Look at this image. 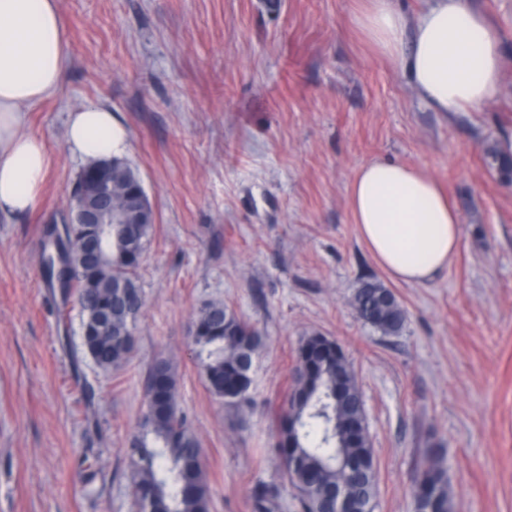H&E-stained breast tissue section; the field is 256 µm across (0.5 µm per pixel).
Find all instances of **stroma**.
<instances>
[{
  "label": "stroma",
  "mask_w": 512,
  "mask_h": 512,
  "mask_svg": "<svg viewBox=\"0 0 512 512\" xmlns=\"http://www.w3.org/2000/svg\"><path fill=\"white\" fill-rule=\"evenodd\" d=\"M473 2L501 42V83L447 113L376 54L362 0H59L71 67L28 113L50 175L35 212L0 219V512H137L127 448L157 358L176 368L209 512H252L261 482L296 512L274 433L316 333L356 374L375 512H414L412 475L430 461L452 512H512V184L488 156L512 133V0ZM89 104L127 128L156 213L136 346L109 370L84 352L78 314L59 319L39 262L84 165L65 126ZM376 159L424 171L459 213L458 254L428 283L391 281L359 238L349 188ZM366 281L404 307L399 334L359 320L350 298ZM216 301L263 336L245 411L207 391L189 339Z\"/></svg>",
  "instance_id": "1"
}]
</instances>
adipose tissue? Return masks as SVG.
Segmentation results:
<instances>
[{
    "label": "adipose tissue",
    "instance_id": "obj_1",
    "mask_svg": "<svg viewBox=\"0 0 512 512\" xmlns=\"http://www.w3.org/2000/svg\"><path fill=\"white\" fill-rule=\"evenodd\" d=\"M358 24L378 54L399 68L438 112L490 99L501 78L500 46L472 0H429L408 15L396 0H368ZM69 41L57 0H0V216L34 211L51 169L27 110L62 84ZM125 127L111 108L70 113L66 143L84 161L123 156ZM358 235L395 281L424 284L447 269L460 247V217L446 191L414 166L362 165L350 186Z\"/></svg>",
    "mask_w": 512,
    "mask_h": 512
}]
</instances>
